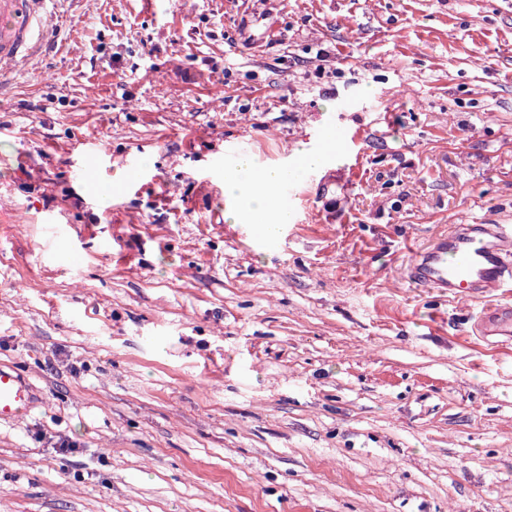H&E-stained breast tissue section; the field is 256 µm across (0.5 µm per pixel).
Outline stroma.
I'll return each instance as SVG.
<instances>
[{
  "label": "stroma",
  "mask_w": 512,
  "mask_h": 512,
  "mask_svg": "<svg viewBox=\"0 0 512 512\" xmlns=\"http://www.w3.org/2000/svg\"><path fill=\"white\" fill-rule=\"evenodd\" d=\"M0 64V512H512V346L406 277L512 224V0H50ZM278 240L230 219L286 168ZM287 175L283 168L257 170L249 158L240 159L233 171L224 173V196L232 205L230 214L257 224L263 237L275 239L285 218L276 210L274 198ZM36 390L15 368L0 366V423L15 422L32 408Z\"/></svg>",
  "instance_id": "stroma-1"
}]
</instances>
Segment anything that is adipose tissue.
<instances>
[{"instance_id":"obj_1","label":"adipose tissue","mask_w":512,"mask_h":512,"mask_svg":"<svg viewBox=\"0 0 512 512\" xmlns=\"http://www.w3.org/2000/svg\"><path fill=\"white\" fill-rule=\"evenodd\" d=\"M288 175L282 168L255 169L249 158L239 160L237 167L224 175V196L233 217L257 225L266 239H275L285 218L274 206L275 193Z\"/></svg>"}]
</instances>
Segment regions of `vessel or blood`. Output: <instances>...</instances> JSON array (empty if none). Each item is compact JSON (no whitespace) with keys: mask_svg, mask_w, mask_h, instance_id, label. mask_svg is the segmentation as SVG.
<instances>
[{"mask_svg":"<svg viewBox=\"0 0 512 512\" xmlns=\"http://www.w3.org/2000/svg\"><path fill=\"white\" fill-rule=\"evenodd\" d=\"M47 0H0V62L20 68L40 52L48 32ZM412 281L458 299L512 288V225L459 224L418 250L409 267ZM476 333L487 343L512 344V306L482 308ZM36 390L17 369L0 366V423L14 422L32 408Z\"/></svg>","mask_w":512,"mask_h":512,"instance_id":"obj_1","label":"vessel or blood"}]
</instances>
